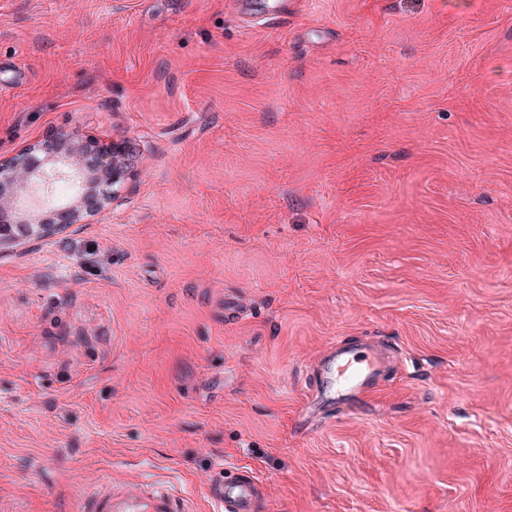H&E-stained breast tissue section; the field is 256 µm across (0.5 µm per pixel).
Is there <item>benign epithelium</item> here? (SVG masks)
Instances as JSON below:
<instances>
[{
  "instance_id": "benign-epithelium-1",
  "label": "benign epithelium",
  "mask_w": 512,
  "mask_h": 512,
  "mask_svg": "<svg viewBox=\"0 0 512 512\" xmlns=\"http://www.w3.org/2000/svg\"><path fill=\"white\" fill-rule=\"evenodd\" d=\"M125 153L123 143L95 146L63 131H51L43 142L26 149L25 160H0V255L31 239L55 236L85 215L104 209L111 200L108 188L130 176ZM58 180L70 181L76 189L49 206L50 221L11 223V214H21L36 190Z\"/></svg>"
}]
</instances>
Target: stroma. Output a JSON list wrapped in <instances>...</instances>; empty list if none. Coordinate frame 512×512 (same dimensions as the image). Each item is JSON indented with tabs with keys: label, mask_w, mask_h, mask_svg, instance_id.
Returning a JSON list of instances; mask_svg holds the SVG:
<instances>
[{
	"label": "stroma",
	"mask_w": 512,
	"mask_h": 512,
	"mask_svg": "<svg viewBox=\"0 0 512 512\" xmlns=\"http://www.w3.org/2000/svg\"><path fill=\"white\" fill-rule=\"evenodd\" d=\"M268 2L0 0V157L133 149L0 256V512H512V0ZM329 361V372H334L340 377H344L348 381L354 380L365 372L380 367L383 363V358L380 354H370L362 360L346 361L340 359L336 363V356H333ZM227 470L221 468L208 484L210 510L212 512H252L258 496L255 478L248 475H227ZM78 512H187L183 499L162 486L148 482L109 483L84 497Z\"/></svg>",
	"instance_id": "obj_1"
}]
</instances>
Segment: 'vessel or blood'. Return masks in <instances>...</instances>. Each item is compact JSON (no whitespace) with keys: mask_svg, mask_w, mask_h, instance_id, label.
Listing matches in <instances>:
<instances>
[{"mask_svg":"<svg viewBox=\"0 0 512 512\" xmlns=\"http://www.w3.org/2000/svg\"><path fill=\"white\" fill-rule=\"evenodd\" d=\"M382 363V356L375 353L361 360H338L330 363L329 369L351 381ZM207 494L211 512H253L258 486L253 477L219 471L211 479ZM77 512H188V507L162 486L123 481L84 497Z\"/></svg>","mask_w":512,"mask_h":512,"instance_id":"obj_1","label":"vessel or blood"}]
</instances>
